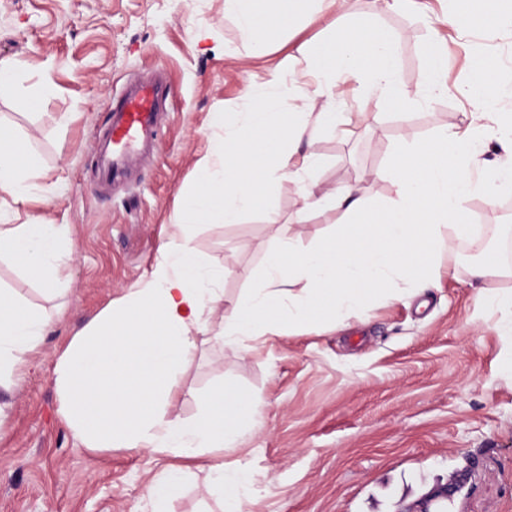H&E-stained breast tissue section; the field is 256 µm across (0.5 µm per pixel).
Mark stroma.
Listing matches in <instances>:
<instances>
[{"instance_id": "35a3bbf8", "label": "stroma", "mask_w": 512, "mask_h": 512, "mask_svg": "<svg viewBox=\"0 0 512 512\" xmlns=\"http://www.w3.org/2000/svg\"><path fill=\"white\" fill-rule=\"evenodd\" d=\"M454 0H411L403 10L382 0H345L305 28L271 33L255 55L224 0H0V62L11 63L21 93L45 89L31 109L0 100V121L14 128L42 169L15 223L37 216L71 225L70 254L59 268L56 297L9 262L0 286L43 308L53 327L16 387L0 388V512H152L151 479L169 467L187 472L172 512H220L208 467L225 463L250 477L245 512H420L452 474L470 473L445 502L446 512H512V344L497 330L499 312L480 294L512 290V189L469 198L471 221L484 225L482 253L501 271L473 279L467 243L442 250L440 276L425 288L392 282L386 296L336 325H312L251 341L249 351L222 345L220 314L191 326L196 350L176 378L168 415L194 417L196 391L225 379L254 394L258 407L235 448L199 459L145 449L83 448L60 414L53 368L75 334L151 275L163 244L177 237L198 163L217 137L214 112H241L246 92L260 95L273 74L295 91L313 89L305 48L328 26L354 15L397 37L399 78L416 103L373 109L360 123V87L341 88L344 120L337 132L303 138L300 150L321 155L319 187H358L370 203L396 196L378 177L394 146L426 142L440 126L466 128L472 110L459 95L477 62H498L512 81V30L474 24L448 27ZM210 25L211 39L195 33ZM447 55V93L419 100L427 50ZM157 77L173 96L158 143L127 180L93 183L96 135L129 82ZM344 220L342 211L307 210L300 186L273 184L265 207L240 223L208 224L192 245L202 261L224 270V297L252 288L274 233L301 234L310 244Z\"/></svg>"}]
</instances>
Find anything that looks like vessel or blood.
Wrapping results in <instances>:
<instances>
[{
	"mask_svg": "<svg viewBox=\"0 0 512 512\" xmlns=\"http://www.w3.org/2000/svg\"><path fill=\"white\" fill-rule=\"evenodd\" d=\"M157 104L158 90L151 84L117 98L109 123L98 139V183H112L140 145L156 136L159 128Z\"/></svg>",
	"mask_w": 512,
	"mask_h": 512,
	"instance_id": "vessel-or-blood-1",
	"label": "vessel or blood"
}]
</instances>
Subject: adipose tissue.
<instances>
[{"instance_id":"1","label":"adipose tissue","mask_w":512,"mask_h":512,"mask_svg":"<svg viewBox=\"0 0 512 512\" xmlns=\"http://www.w3.org/2000/svg\"><path fill=\"white\" fill-rule=\"evenodd\" d=\"M308 0H224L247 38L264 45L275 28L303 13ZM506 0H458L449 26L478 23L491 31L512 28ZM396 37L375 23H353L306 56L316 87L302 95L303 108L317 109L315 126L282 112V98L293 96L280 76L269 91L249 99L246 111L214 113L224 132L213 154L199 163L201 181L190 197L180 225L183 238L164 244L151 278L141 288L104 309L72 339L57 360L54 382L61 412L85 448H148L175 456L233 448L247 416L258 403L237 386L220 384L199 391L194 420L168 417L175 377L190 361L196 343L189 327L204 311L221 312L224 344L244 346L280 329L322 320H342L394 277L431 279L445 240L472 237L462 203L473 194L491 199L512 188V117L498 119L496 135L507 158L488 176L474 175L479 154L476 137L512 86L495 78L497 63L478 62L463 89L474 110L465 131L440 127L428 143L396 145L383 170L397 188L384 205L367 203L354 189H318L313 180L319 157L299 154L296 144L308 129L338 127L343 104L336 90L358 80L366 103L395 108L409 103L397 80ZM13 129L0 124V259L40 275L45 287L57 282L60 260L71 242L67 224L34 218L11 224L10 206L26 202L27 182L37 171ZM277 179L303 185L310 208L344 210L347 219L334 232L304 247L298 237L273 235L256 286L233 301L218 283L223 270L205 266L189 237L199 224H236L244 211L262 207L267 187ZM304 280L307 293L288 286ZM51 329L46 313L0 289V382L20 377L36 357ZM209 479L224 512H244L248 487L243 469L212 467Z\"/></svg>"}]
</instances>
